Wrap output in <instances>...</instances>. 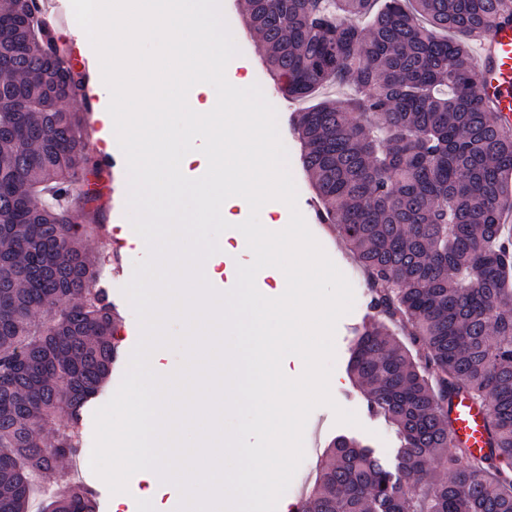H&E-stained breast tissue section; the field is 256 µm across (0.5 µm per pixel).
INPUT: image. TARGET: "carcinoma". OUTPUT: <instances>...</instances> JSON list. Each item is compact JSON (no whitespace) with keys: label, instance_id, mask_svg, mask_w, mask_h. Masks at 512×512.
<instances>
[{"label":"carcinoma","instance_id":"carcinoma-1","mask_svg":"<svg viewBox=\"0 0 512 512\" xmlns=\"http://www.w3.org/2000/svg\"><path fill=\"white\" fill-rule=\"evenodd\" d=\"M244 11L281 92L307 103L291 130L319 221L356 253L375 311L348 370L402 440L392 471L336 437L297 512H512V135L484 105L472 55L512 0ZM81 84L34 0H0V512H31L37 475L79 456L80 413L118 356L98 260L79 242L100 228L80 206L83 119L65 108ZM463 394L488 410L480 458L446 456ZM46 499L43 512H95L65 470Z\"/></svg>","mask_w":512,"mask_h":512}]
</instances>
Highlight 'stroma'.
I'll return each instance as SVG.
<instances>
[{"instance_id": "obj_1", "label": "stroma", "mask_w": 512, "mask_h": 512, "mask_svg": "<svg viewBox=\"0 0 512 512\" xmlns=\"http://www.w3.org/2000/svg\"><path fill=\"white\" fill-rule=\"evenodd\" d=\"M222 9L241 50L240 55L229 62L228 69L235 75L248 77L250 82L259 83L267 99L276 108L279 130L284 144L288 147L290 172L298 190V208L323 250L351 282L355 294L352 311L340 318L336 328L332 372L335 387L332 396L342 408L355 411L360 424L355 427L337 423L330 408L317 407L308 418L304 431V445L315 449L314 460L319 463L324 460L330 443L337 436L346 435L374 449L387 462H394L401 445L396 429L382 417L368 413L364 397L348 371L349 350L355 338V331L370 315L369 291L365 286L366 276L346 242L338 237L329 225L320 223L317 219V204L311 181L301 165V144L290 129V117L299 109V102L285 99L278 92L274 80L266 69L259 41L247 28L240 13L238 0H222ZM114 138L115 133L109 127L104 126L95 131L94 145L89 149L93 164L86 168L84 179L95 182L99 190V195L92 204L96 211L97 223L108 228L115 224L120 225L125 236L116 240L98 233L86 237L84 243L93 253L110 251L118 258L117 263L106 265L101 274L102 280L110 284L109 298L117 305L120 315L116 326V332L120 336L119 357L112 372V382L117 385L122 380L129 354L140 336L135 314L121 289L131 278L134 261L145 256L146 246L127 217L126 165L120 160V148L111 149L107 146L108 141ZM107 151L118 158L119 163L116 167L108 168L101 165V157ZM93 415L94 410L90 407L82 412L81 453L78 459L69 462L68 467L78 472L80 481L93 488L97 512H112V494L106 484L97 482L93 471L87 466L94 440Z\"/></svg>"}]
</instances>
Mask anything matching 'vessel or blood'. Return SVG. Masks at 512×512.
<instances>
[{"mask_svg": "<svg viewBox=\"0 0 512 512\" xmlns=\"http://www.w3.org/2000/svg\"><path fill=\"white\" fill-rule=\"evenodd\" d=\"M93 62L84 59L82 97L86 111H96L99 95L92 80ZM477 73L484 88L485 103L499 124L512 127V21L498 25L481 46ZM453 443L465 444L475 456L486 448L487 410L469 397H458L452 405Z\"/></svg>", "mask_w": 512, "mask_h": 512, "instance_id": "b4317fda", "label": "vessel or blood"}]
</instances>
